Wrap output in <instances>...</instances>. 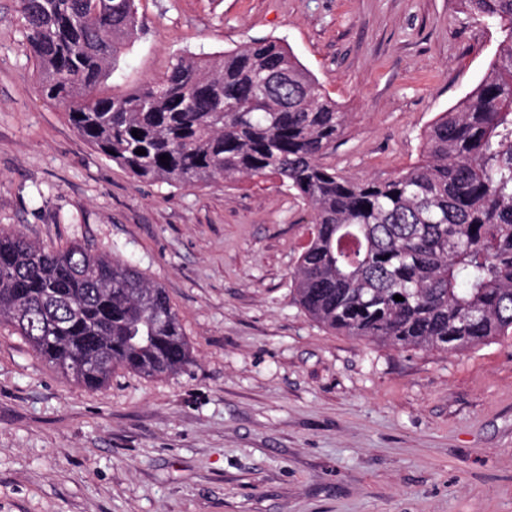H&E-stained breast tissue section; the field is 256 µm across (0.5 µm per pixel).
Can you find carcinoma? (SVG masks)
Masks as SVG:
<instances>
[{
  "mask_svg": "<svg viewBox=\"0 0 512 512\" xmlns=\"http://www.w3.org/2000/svg\"><path fill=\"white\" fill-rule=\"evenodd\" d=\"M19 2L42 96L100 155L146 183L273 176L297 192L314 224L294 291L322 326L444 351L512 335V0H461L507 34L426 132V160L385 181L327 163L347 114L278 40L181 56L159 80L108 96L100 85L140 30L135 0ZM0 320L90 390L116 368L158 377L192 364L164 289L118 255L20 231H0Z\"/></svg>",
  "mask_w": 512,
  "mask_h": 512,
  "instance_id": "obj_1",
  "label": "carcinoma"
}]
</instances>
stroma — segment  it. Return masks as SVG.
I'll return each mask as SVG.
<instances>
[{
    "instance_id": "obj_1",
    "label": "stroma",
    "mask_w": 512,
    "mask_h": 512,
    "mask_svg": "<svg viewBox=\"0 0 512 512\" xmlns=\"http://www.w3.org/2000/svg\"><path fill=\"white\" fill-rule=\"evenodd\" d=\"M107 94L181 55L285 44L347 114L327 161L387 180L505 32L461 0H137ZM0 228L130 259L164 288L183 372L91 391L0 323V512H512V335L456 352L331 332L291 275L312 213L272 178L151 184L39 93L0 0Z\"/></svg>"
}]
</instances>
